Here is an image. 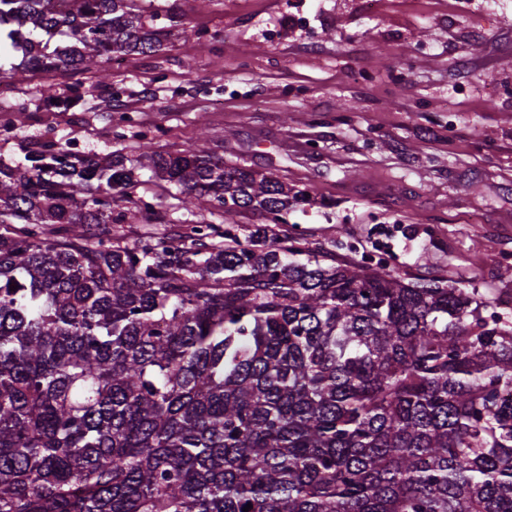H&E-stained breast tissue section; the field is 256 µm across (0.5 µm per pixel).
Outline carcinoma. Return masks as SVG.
<instances>
[{
	"mask_svg": "<svg viewBox=\"0 0 512 512\" xmlns=\"http://www.w3.org/2000/svg\"><path fill=\"white\" fill-rule=\"evenodd\" d=\"M174 11L0 0V83L92 73L40 94L83 107ZM140 140L0 162V512H512V314L281 239L306 189ZM143 168L179 188L184 239L112 232ZM247 211L269 224L241 239Z\"/></svg>",
	"mask_w": 512,
	"mask_h": 512,
	"instance_id": "obj_1",
	"label": "carcinoma"
}]
</instances>
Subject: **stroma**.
Here are the masks:
<instances>
[{"instance_id": "obj_1", "label": "stroma", "mask_w": 512, "mask_h": 512, "mask_svg": "<svg viewBox=\"0 0 512 512\" xmlns=\"http://www.w3.org/2000/svg\"><path fill=\"white\" fill-rule=\"evenodd\" d=\"M167 29L159 52L113 60L110 84L72 112L46 117L39 90L70 95L89 73L12 80L0 161L49 139L106 154L118 131L127 147L150 131L175 153L204 127L212 154L309 191L279 236L340 261L390 255L406 280L457 282L501 312L512 296V0H481L466 18L457 0H180ZM136 178L135 198L165 221L114 204L126 241L185 232L176 186L146 169Z\"/></svg>"}]
</instances>
